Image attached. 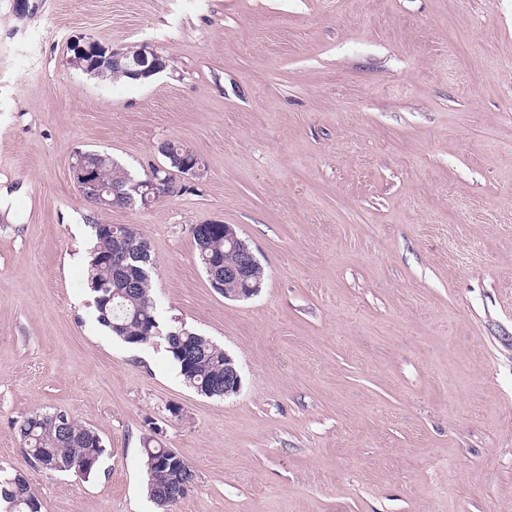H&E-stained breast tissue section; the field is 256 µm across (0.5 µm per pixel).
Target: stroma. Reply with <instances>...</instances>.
Here are the masks:
<instances>
[{"instance_id": "35a3bbf8", "label": "stroma", "mask_w": 512, "mask_h": 512, "mask_svg": "<svg viewBox=\"0 0 512 512\" xmlns=\"http://www.w3.org/2000/svg\"><path fill=\"white\" fill-rule=\"evenodd\" d=\"M79 36L168 67L86 74ZM167 140L200 183L98 215L149 241L162 322L236 360L223 399L86 287L74 152L143 174ZM210 220L259 296L210 287ZM53 408L102 437L96 476L29 464L13 423ZM154 423L198 474L174 512H512V0H0V467L42 512H158ZM224 238L233 242H240L245 246L244 252L251 257L252 261H256L253 252L248 248L246 243L238 237V234L232 225L223 224L220 221H209L203 223L200 225L198 235H193V240L198 260L204 269L207 280L209 276L210 283L213 286L216 288L223 286V292L224 288L227 293H232L235 288H239L240 290L238 293L229 295L230 297L224 293L221 294L224 298L230 300L250 299L257 296L260 293V288L261 290L264 288L266 281V274L263 266L261 265V268L255 269L254 277L250 279L253 276L252 266L250 263L239 266L245 261V254L238 245H233L225 241ZM212 266H220V269L222 271L224 270V279L233 277L242 282H246L250 279L249 282L254 285V288H246L243 283L236 281H221L222 277L220 276L219 270L214 268L208 271ZM224 267L236 268L225 269ZM218 281H220L222 286Z\"/></svg>"}]
</instances>
